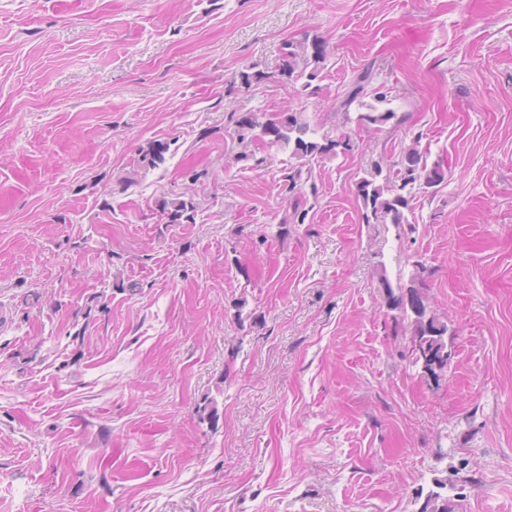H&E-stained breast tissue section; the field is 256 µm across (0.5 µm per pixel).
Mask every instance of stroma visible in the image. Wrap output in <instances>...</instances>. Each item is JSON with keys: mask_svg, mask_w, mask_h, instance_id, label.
I'll list each match as a JSON object with an SVG mask.
<instances>
[{"mask_svg": "<svg viewBox=\"0 0 512 512\" xmlns=\"http://www.w3.org/2000/svg\"><path fill=\"white\" fill-rule=\"evenodd\" d=\"M307 34L314 94L231 88ZM373 62L399 128L337 109ZM244 100L352 147L289 198V151L234 160ZM416 136L444 181L364 223L365 168ZM443 477L512 512V0H0V512H418ZM169 150V145L166 142L152 143L146 150L140 152V158L137 161V166L147 174L151 170L161 167L166 161L165 154ZM161 210L168 218L167 223L182 224L184 221L194 220L193 212L196 210V205L192 197L185 198L184 195H181L170 200H163ZM388 294L392 297V302L395 306L400 307L403 310L404 315L410 319V325L413 333V343L417 344L421 350L424 351V346L427 345V351L431 352L429 359L437 361L442 367H439L437 363H434V369L441 376L444 372V367L448 361L447 344L445 342V336L448 335V323L442 321L439 317L432 314L422 298L417 294L410 293L409 301H405L403 296L395 298L392 295V289H388ZM415 303L413 312L410 310V305ZM410 311V313L408 312ZM442 340H440V337ZM446 352L444 358H440L442 353Z\"/></svg>", "mask_w": 512, "mask_h": 512, "instance_id": "stroma-1", "label": "stroma"}]
</instances>
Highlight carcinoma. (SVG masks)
I'll list each match as a JSON object with an SVG mask.
<instances>
[{
    "mask_svg": "<svg viewBox=\"0 0 512 512\" xmlns=\"http://www.w3.org/2000/svg\"><path fill=\"white\" fill-rule=\"evenodd\" d=\"M330 53L327 43L321 37H305L300 41L287 42L279 58L276 69L267 72L258 69V65L240 71L237 75L239 84L250 88L253 83L263 80L280 79L282 81L302 82V90L312 88V83L321 78L327 69ZM373 80V67L362 70L353 80L351 90L341 101L338 110L350 112L353 104L367 108L359 113L357 121L365 127L379 129L383 125L394 122L399 126L405 123V118L396 112L387 109L380 111L370 103L363 101L367 95V88ZM231 121L235 124L234 132L241 147L235 156V161H255L259 166L266 162V158H255V151L251 146L261 143L263 146L277 150L288 149L297 164L288 168L284 190L288 194H295L309 181L313 160L334 153L339 144L350 146L349 141L340 142L329 133H318L310 123L303 118L300 112H281L272 119H263L255 112H233ZM421 136L413 138L412 143L401 151V159L396 162V168L384 172L383 161L374 162L366 175L362 177L359 185L365 212L363 221L367 224H393L400 226L407 223L405 211L416 194L426 192L445 179L443 165L435 163L428 165L427 152L420 148ZM169 145L165 142L152 143L140 152L137 166L144 172L161 167L166 161L165 154ZM161 210L168 218L170 224H181L194 220L193 212L196 210L194 199L183 195L164 200ZM395 306L403 310L404 315L410 319L413 333V343L419 347H427L431 352L430 359L445 366L448 358L442 356L447 351V344L443 337L448 335V323L432 314L422 298L410 294L409 299L399 296L392 298ZM453 486L452 481L444 478L434 480V488L426 494L427 498H434L441 505L440 512H455V503L444 490Z\"/></svg>",
    "mask_w": 512,
    "mask_h": 512,
    "instance_id": "1",
    "label": "carcinoma"
}]
</instances>
